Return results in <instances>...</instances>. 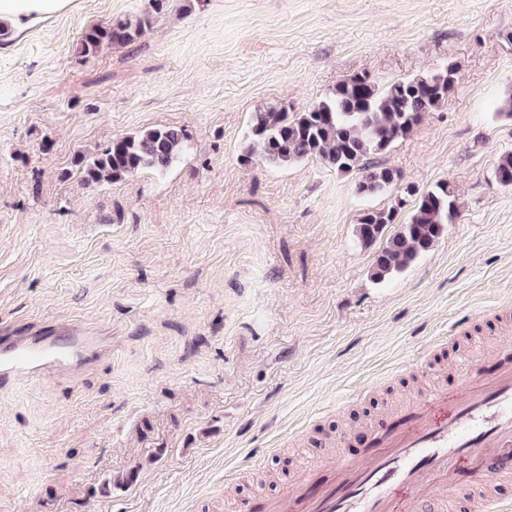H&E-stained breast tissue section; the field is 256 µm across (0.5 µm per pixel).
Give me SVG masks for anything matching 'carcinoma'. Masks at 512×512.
Segmentation results:
<instances>
[{"label": "carcinoma", "instance_id": "obj_1", "mask_svg": "<svg viewBox=\"0 0 512 512\" xmlns=\"http://www.w3.org/2000/svg\"><path fill=\"white\" fill-rule=\"evenodd\" d=\"M163 8L164 0H151L150 9L134 23L120 19L90 27L77 43V54L87 57L104 45L132 43L151 27L153 15ZM455 75L451 64L432 73L397 79L381 89L367 76L355 75L337 83L301 112H290L282 103L254 112L249 121L252 145L248 153L257 151L281 165L318 158L338 172L356 175L357 193L384 194L401 186L402 175L378 163L376 157L408 137L425 113L448 101ZM188 142L182 129L147 128L113 139L91 158L79 157L78 166L87 182H117L143 169L164 172L186 152ZM403 193L415 198V211L377 252L371 269V278L377 283L404 271L430 250L457 216L454 192L446 182L425 190L407 185ZM399 209L392 205L364 213L356 229L359 240L365 245L377 242L385 228L396 223Z\"/></svg>", "mask_w": 512, "mask_h": 512}]
</instances>
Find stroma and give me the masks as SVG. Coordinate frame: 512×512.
<instances>
[{
  "mask_svg": "<svg viewBox=\"0 0 512 512\" xmlns=\"http://www.w3.org/2000/svg\"><path fill=\"white\" fill-rule=\"evenodd\" d=\"M149 0H76L0 36V329L91 324L88 364L0 384V512H234L307 465L348 454L418 370L487 361L512 340V0H167L135 42L82 58L86 28ZM455 65L448 101L381 163L445 181L457 218L377 283L362 196L318 159L249 152L252 112L304 110L357 74L385 87ZM176 126L164 173L86 183L113 138Z\"/></svg>",
  "mask_w": 512,
  "mask_h": 512,
  "instance_id": "obj_1",
  "label": "stroma"
}]
</instances>
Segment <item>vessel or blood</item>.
<instances>
[{
    "instance_id": "b4317fda",
    "label": "vessel or blood",
    "mask_w": 512,
    "mask_h": 512,
    "mask_svg": "<svg viewBox=\"0 0 512 512\" xmlns=\"http://www.w3.org/2000/svg\"><path fill=\"white\" fill-rule=\"evenodd\" d=\"M93 339L55 331L42 336H0V379L35 378L89 360ZM479 356L455 370L457 400L447 406L441 387L403 401L389 421L368 433L366 455L341 452L325 466H313L281 494L237 512H398L399 507L432 502L438 512H512L489 488L488 458H496L500 481L512 480V363L490 373ZM468 462L467 482L459 480Z\"/></svg>"
}]
</instances>
